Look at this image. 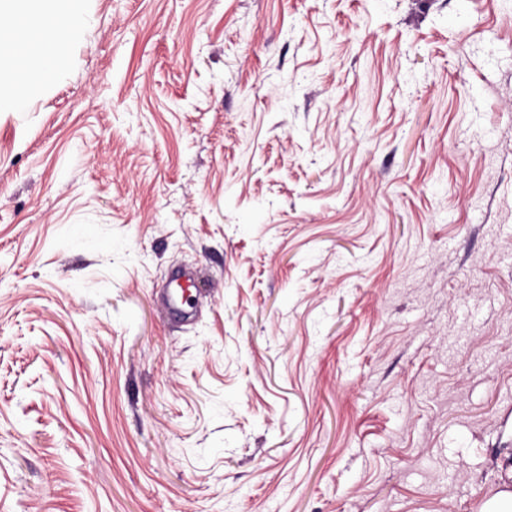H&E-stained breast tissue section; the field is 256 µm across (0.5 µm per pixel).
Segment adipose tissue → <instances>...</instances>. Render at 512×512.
Masks as SVG:
<instances>
[{
  "label": "adipose tissue",
  "mask_w": 512,
  "mask_h": 512,
  "mask_svg": "<svg viewBox=\"0 0 512 512\" xmlns=\"http://www.w3.org/2000/svg\"><path fill=\"white\" fill-rule=\"evenodd\" d=\"M82 0H0V87H13V94H0V112H18L26 105L25 91L46 84L59 71L60 44L75 32ZM34 41L36 66L19 69L10 58L15 47Z\"/></svg>",
  "instance_id": "1"
}]
</instances>
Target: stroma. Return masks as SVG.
Returning <instances> with one entry per match:
<instances>
[{
  "label": "stroma",
  "instance_id": "stroma-1",
  "mask_svg": "<svg viewBox=\"0 0 512 512\" xmlns=\"http://www.w3.org/2000/svg\"><path fill=\"white\" fill-rule=\"evenodd\" d=\"M83 16L0 112V512H478L512 454V0Z\"/></svg>",
  "mask_w": 512,
  "mask_h": 512
}]
</instances>
